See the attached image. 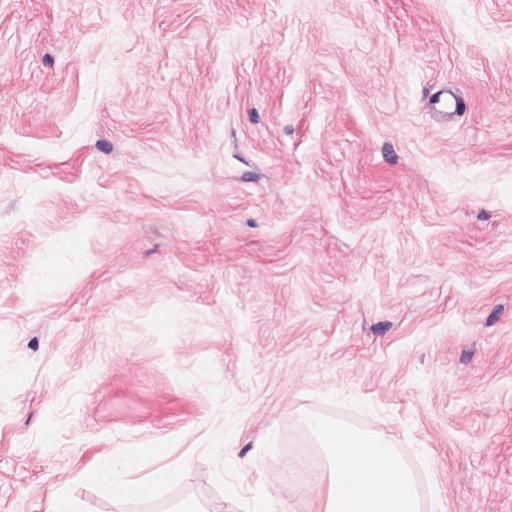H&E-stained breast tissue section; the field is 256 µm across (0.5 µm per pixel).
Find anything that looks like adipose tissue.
Instances as JSON below:
<instances>
[{"instance_id":"1","label":"adipose tissue","mask_w":512,"mask_h":512,"mask_svg":"<svg viewBox=\"0 0 512 512\" xmlns=\"http://www.w3.org/2000/svg\"><path fill=\"white\" fill-rule=\"evenodd\" d=\"M306 429L326 461L321 512H421L414 472L382 435L320 416Z\"/></svg>"}]
</instances>
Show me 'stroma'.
Segmentation results:
<instances>
[{
	"instance_id": "obj_1",
	"label": "stroma",
	"mask_w": 512,
	"mask_h": 512,
	"mask_svg": "<svg viewBox=\"0 0 512 512\" xmlns=\"http://www.w3.org/2000/svg\"><path fill=\"white\" fill-rule=\"evenodd\" d=\"M1 325L0 512H512V0H0ZM306 429L326 461L320 512H421L414 472L382 435L320 416ZM185 475L186 470L183 465H169L158 470L153 481L113 480V494L119 498H149L153 495L157 482H179Z\"/></svg>"
}]
</instances>
